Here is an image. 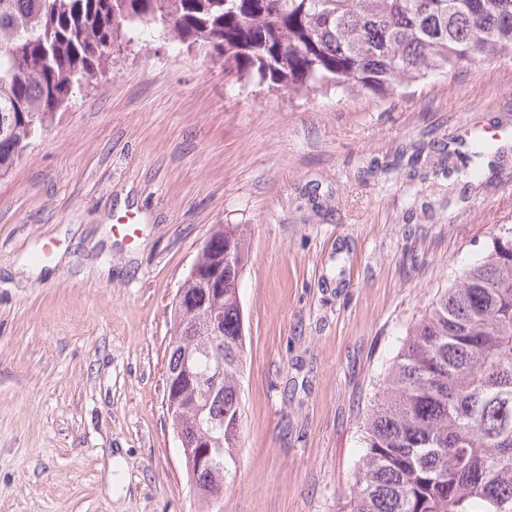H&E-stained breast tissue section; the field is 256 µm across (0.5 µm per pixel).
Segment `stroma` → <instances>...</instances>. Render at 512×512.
<instances>
[{
    "instance_id": "obj_1",
    "label": "stroma",
    "mask_w": 512,
    "mask_h": 512,
    "mask_svg": "<svg viewBox=\"0 0 512 512\" xmlns=\"http://www.w3.org/2000/svg\"><path fill=\"white\" fill-rule=\"evenodd\" d=\"M481 177H449L473 130ZM244 225L238 469L212 512H350L399 337L512 226V55L289 98L148 28L0 177V512H199L172 304Z\"/></svg>"
}]
</instances>
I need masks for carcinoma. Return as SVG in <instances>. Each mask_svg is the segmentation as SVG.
<instances>
[{
	"instance_id": "carcinoma-1",
	"label": "carcinoma",
	"mask_w": 512,
	"mask_h": 512,
	"mask_svg": "<svg viewBox=\"0 0 512 512\" xmlns=\"http://www.w3.org/2000/svg\"><path fill=\"white\" fill-rule=\"evenodd\" d=\"M148 26L294 97L387 92L512 52V0H0V176ZM494 152L476 134L454 172L471 183ZM247 259L243 225H220L172 315L165 393L181 417L170 426L190 448L224 426L223 468L192 479L207 508L237 472ZM220 263L224 281L212 286L204 274ZM204 300L222 316L216 342L197 311ZM187 365L222 372L219 388L200 398ZM351 502V512H512V227L406 331L366 426Z\"/></svg>"
}]
</instances>
